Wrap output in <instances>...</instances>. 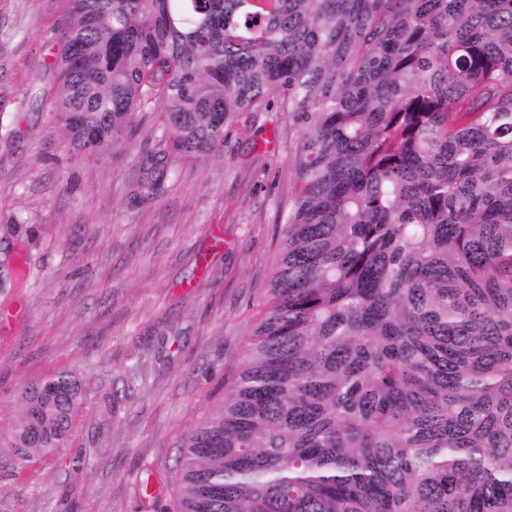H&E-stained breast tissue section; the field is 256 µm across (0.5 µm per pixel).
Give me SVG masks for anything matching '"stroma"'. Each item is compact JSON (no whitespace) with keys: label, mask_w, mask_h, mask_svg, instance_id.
I'll return each instance as SVG.
<instances>
[{"label":"stroma","mask_w":512,"mask_h":512,"mask_svg":"<svg viewBox=\"0 0 512 512\" xmlns=\"http://www.w3.org/2000/svg\"><path fill=\"white\" fill-rule=\"evenodd\" d=\"M65 0H0V512L173 506L182 436L224 395L260 309L293 189L295 135L185 168L161 199L127 189L146 142L73 151L51 110ZM66 370L85 405L62 448L19 466L2 447L22 387ZM85 455L82 471L71 460Z\"/></svg>","instance_id":"obj_1"}]
</instances>
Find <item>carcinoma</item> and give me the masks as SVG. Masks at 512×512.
<instances>
[{
  "label": "carcinoma",
  "mask_w": 512,
  "mask_h": 512,
  "mask_svg": "<svg viewBox=\"0 0 512 512\" xmlns=\"http://www.w3.org/2000/svg\"><path fill=\"white\" fill-rule=\"evenodd\" d=\"M51 112L73 149L161 118L130 198L233 129L296 133L269 287L180 441L176 512H512V0H66ZM26 386L8 447L83 404Z\"/></svg>",
  "instance_id": "carcinoma-1"
}]
</instances>
